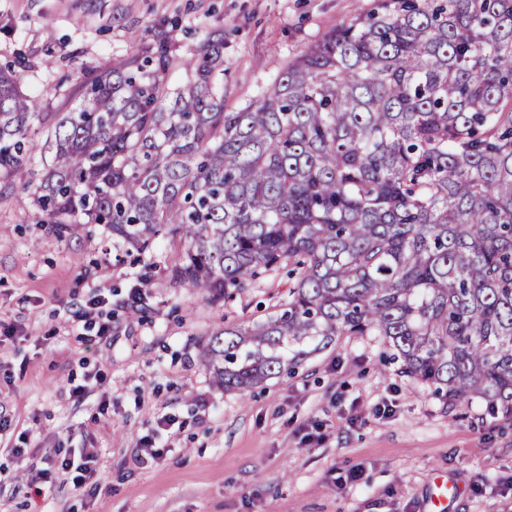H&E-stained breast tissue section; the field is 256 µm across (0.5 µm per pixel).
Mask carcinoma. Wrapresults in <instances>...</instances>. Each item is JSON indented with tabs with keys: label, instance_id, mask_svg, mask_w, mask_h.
<instances>
[{
	"label": "carcinoma",
	"instance_id": "1",
	"mask_svg": "<svg viewBox=\"0 0 512 512\" xmlns=\"http://www.w3.org/2000/svg\"><path fill=\"white\" fill-rule=\"evenodd\" d=\"M166 37L99 65L68 112L0 68V178L30 162L47 224H106L126 249L186 230L171 279L211 302L292 265L288 301L205 345L246 392L338 336L384 337L454 405L512 415V0H384L331 31L258 98L224 111L209 39L172 89Z\"/></svg>",
	"mask_w": 512,
	"mask_h": 512
}]
</instances>
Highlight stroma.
I'll return each mask as SVG.
<instances>
[{"label": "stroma", "mask_w": 512, "mask_h": 512, "mask_svg": "<svg viewBox=\"0 0 512 512\" xmlns=\"http://www.w3.org/2000/svg\"><path fill=\"white\" fill-rule=\"evenodd\" d=\"M383 0H0V64L65 112L104 60L167 37L170 86L209 37L224 40V106L243 107L336 25ZM0 180V512H512V417L480 401L449 407L404 375L383 337L342 336L288 378L249 393L214 386L203 348L288 298L281 265L213 303L170 279L185 236L143 253L102 224L42 221L24 185ZM112 326L98 336L99 324ZM87 391L75 396L73 387ZM170 417L157 430L160 417ZM161 454L137 463L142 436ZM59 448H95L86 487L35 496L19 482ZM358 482H347L349 473Z\"/></svg>", "instance_id": "35a3bbf8"}]
</instances>
